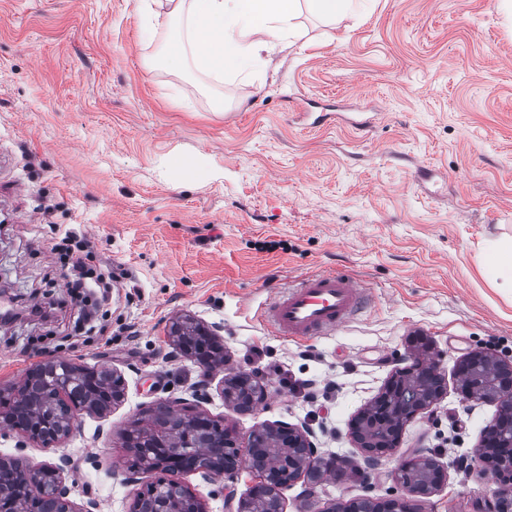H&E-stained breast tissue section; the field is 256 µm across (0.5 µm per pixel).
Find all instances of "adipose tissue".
I'll return each instance as SVG.
<instances>
[{"label": "adipose tissue", "instance_id": "1", "mask_svg": "<svg viewBox=\"0 0 512 512\" xmlns=\"http://www.w3.org/2000/svg\"><path fill=\"white\" fill-rule=\"evenodd\" d=\"M167 2L179 27L163 60L181 63L202 74L232 72L251 77L264 52L297 37L295 18L301 5L326 19L351 10L354 0H146Z\"/></svg>", "mask_w": 512, "mask_h": 512}]
</instances>
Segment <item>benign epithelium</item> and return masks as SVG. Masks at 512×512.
Here are the masks:
<instances>
[{
	"instance_id": "7a95c632",
	"label": "benign epithelium",
	"mask_w": 512,
	"mask_h": 512,
	"mask_svg": "<svg viewBox=\"0 0 512 512\" xmlns=\"http://www.w3.org/2000/svg\"><path fill=\"white\" fill-rule=\"evenodd\" d=\"M176 351L196 362L205 372L210 364L190 354L181 337L200 332L212 338L217 350H222L217 330L193 318H176L168 327ZM384 383L379 393L364 407L351 423V435L361 450L365 468L358 470L362 476L375 470L382 459L399 448L402 433L411 420L438 403L446 393L439 371L438 354L424 336L413 339L408 354ZM457 386L466 402H491L498 406V417L483 431L480 446L470 460L460 467L470 470L479 467L492 469L497 476V488L489 496L477 501L476 512H512V361L497 358L485 351H473L458 366L455 374ZM238 388L224 382V401L238 408H254L267 395V383L256 371L240 370L233 376ZM169 407L187 418L188 430L198 436L208 435L214 422L197 409V404L179 399ZM153 445L158 454L143 459V469H163L171 476L172 492L181 498L153 506L154 512H204L201 502L179 481L178 476L191 471L186 465L183 442L167 430L157 429ZM261 446L279 458L288 459L286 471L274 469L263 475L240 498L227 497L226 512H283L280 498L274 496L283 480H306L304 496L312 497L323 478L336 471L338 459L324 456L317 446L315 432L305 423L280 422L252 431L240 443L229 431L211 437L202 444L209 457L223 459L224 449H231V460L200 468L209 479L233 477L240 469L251 467L255 447ZM14 473L8 483L0 481V504L10 496L16 484L31 486L36 475L51 470L55 481L47 498L52 512H75L69 500V488L61 477V468L44 465L26 469L13 464ZM403 495L384 499L365 494L348 503H331L322 512H421L419 502L448 481V468L427 449L419 448L410 456H402L395 469Z\"/></svg>"
}]
</instances>
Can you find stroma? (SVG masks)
<instances>
[{"instance_id": "stroma-1", "label": "stroma", "mask_w": 512, "mask_h": 512, "mask_svg": "<svg viewBox=\"0 0 512 512\" xmlns=\"http://www.w3.org/2000/svg\"><path fill=\"white\" fill-rule=\"evenodd\" d=\"M145 24L141 0H0V300L15 316L0 328V390L46 356L125 383L121 402L82 412L61 443L0 435V459L70 458L78 512H132L158 474L126 482V431L198 392L239 438L303 422L346 465L315 497L300 481L281 487L286 512L398 495L395 460L352 475L350 424L420 334L447 392L405 426L401 449L448 466L424 512H473L495 478L459 463L497 407L463 402L454 373L477 349L512 358V293L487 276L485 248L512 236V14L498 0H361L333 23L306 12L252 82L159 63L174 26ZM68 232L112 270L103 332L88 331L52 268ZM333 270L371 293L336 333L293 339L258 319L268 298ZM185 314L217 327L227 369L263 374V404L225 403L224 371L207 378L175 355L167 328ZM255 479L180 477L205 512H225Z\"/></svg>"}]
</instances>
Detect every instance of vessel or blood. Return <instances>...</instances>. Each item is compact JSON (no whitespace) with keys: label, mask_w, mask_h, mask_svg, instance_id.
Returning a JSON list of instances; mask_svg holds the SVG:
<instances>
[{"label":"vessel or blood","mask_w":512,"mask_h":512,"mask_svg":"<svg viewBox=\"0 0 512 512\" xmlns=\"http://www.w3.org/2000/svg\"><path fill=\"white\" fill-rule=\"evenodd\" d=\"M368 293L355 279L334 272L310 275L275 296L262 317L280 336H323L349 322Z\"/></svg>","instance_id":"vessel-or-blood-1"}]
</instances>
